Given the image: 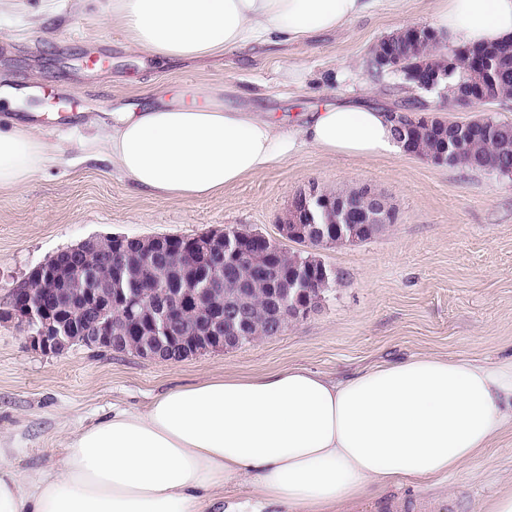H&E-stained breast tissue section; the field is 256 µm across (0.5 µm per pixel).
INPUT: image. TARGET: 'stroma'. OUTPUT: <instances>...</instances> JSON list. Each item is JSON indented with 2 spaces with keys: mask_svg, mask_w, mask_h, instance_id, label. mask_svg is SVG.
<instances>
[{
  "mask_svg": "<svg viewBox=\"0 0 512 512\" xmlns=\"http://www.w3.org/2000/svg\"><path fill=\"white\" fill-rule=\"evenodd\" d=\"M433 5L407 0L404 11L379 8L308 45L195 61L133 52L112 20V0H16L0 16V90L14 101L7 114L57 146L27 185L0 194V311L33 269L92 236L246 229L276 240L293 198L313 187L368 185L396 213L369 240L318 250L338 275L320 307L233 349L167 363L81 345L46 355L30 348L23 327L0 320V436L18 442L21 468H42L64 431L112 404L142 406L208 375L300 365L343 377L425 354L512 359V175L407 153L358 159L306 147L223 195L166 199L134 190L104 163L75 162L72 140L87 125L189 102L201 87L240 108L295 117L331 102L512 121V100L451 110L439 93L375 67L372 47L404 27L430 26ZM505 486H512V435L439 486L391 487L356 512H483Z\"/></svg>",
  "mask_w": 512,
  "mask_h": 512,
  "instance_id": "stroma-1",
  "label": "stroma"
}]
</instances>
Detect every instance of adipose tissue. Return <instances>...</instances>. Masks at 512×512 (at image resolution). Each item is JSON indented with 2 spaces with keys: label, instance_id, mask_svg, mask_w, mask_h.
Segmentation results:
<instances>
[{
  "label": "adipose tissue",
  "instance_id": "adipose-tissue-1",
  "mask_svg": "<svg viewBox=\"0 0 512 512\" xmlns=\"http://www.w3.org/2000/svg\"><path fill=\"white\" fill-rule=\"evenodd\" d=\"M378 2L112 0V19L137 51L193 58L302 44ZM436 2L448 48L512 40V0ZM199 95L202 104L123 112L109 130L77 136L79 161L183 199L223 195L306 146L361 158L403 150L378 108L327 104L291 122ZM55 150L27 124L0 130V192L24 187ZM510 433L512 360L420 355L335 381L299 366L207 376L68 430L33 474L0 439V512H224L225 487L243 478L262 505L351 512L391 486L447 476Z\"/></svg>",
  "mask_w": 512,
  "mask_h": 512
}]
</instances>
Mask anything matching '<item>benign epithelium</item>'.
Wrapping results in <instances>:
<instances>
[{"label": "benign epithelium", "mask_w": 512, "mask_h": 512, "mask_svg": "<svg viewBox=\"0 0 512 512\" xmlns=\"http://www.w3.org/2000/svg\"><path fill=\"white\" fill-rule=\"evenodd\" d=\"M410 73L425 90L439 84V75L428 72L424 64L412 67ZM497 73L489 70L475 77L471 88L456 102V107L467 108L477 101L486 102L495 86ZM364 195L369 203L360 208L350 198L338 197L328 209L336 214L331 224L315 223L312 212L291 205L279 225L283 238L298 241L308 247H331L336 241L352 243L372 237L381 224L394 222V214L380 201L370 186ZM144 262L161 269L166 260L158 248L159 238L137 237ZM130 238L121 235L90 237L75 246L57 252L50 264L52 272L44 287L33 291L18 288L13 293L11 309L0 313L24 326L28 331L30 347L46 354L63 355L75 342L70 328L80 330V341L88 348L112 350L119 343L112 335V303L106 294L112 292V282L102 280V274L111 270L124 251ZM274 241L261 234L241 236L237 231L215 230L185 238V247L196 255L199 263L208 269L210 279L224 281L226 288H240L245 282L243 270L255 264L258 256H269ZM150 309L154 342L148 349H139L141 358L154 362H168L183 358L190 350L183 347L180 336L183 324L202 325L219 336L217 344L200 348L195 354L210 349L226 350L229 344L240 341L243 335L244 313L233 307L216 310L207 305L202 295L187 283L179 285L172 301L162 304L142 294L128 297L124 313L129 325L128 336L139 334L143 311Z\"/></svg>", "instance_id": "benign-epithelium-1"}]
</instances>
